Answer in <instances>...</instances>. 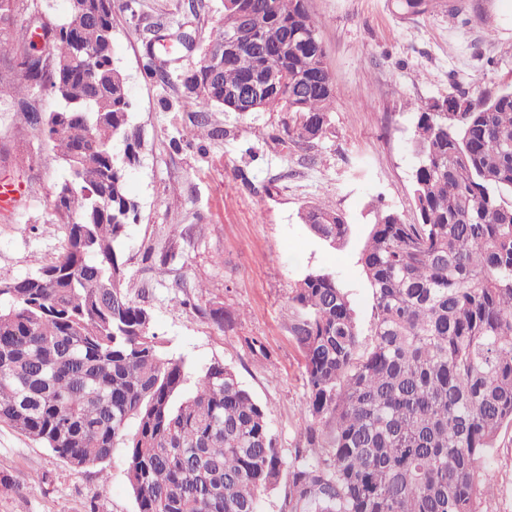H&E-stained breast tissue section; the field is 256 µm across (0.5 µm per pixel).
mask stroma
Returning <instances> with one entry per match:
<instances>
[{
  "label": "stroma",
  "mask_w": 512,
  "mask_h": 512,
  "mask_svg": "<svg viewBox=\"0 0 512 512\" xmlns=\"http://www.w3.org/2000/svg\"><path fill=\"white\" fill-rule=\"evenodd\" d=\"M398 0H306L333 77L326 133L309 145L281 143L282 112L211 109L222 137L196 139V110L184 85L215 34L222 0H119L113 54L127 77L141 162L128 175L139 204L125 257L132 291L145 305L169 356L193 369L231 367L265 408L283 458L300 442L307 387L289 332L292 290L311 270L335 274L371 334L372 291L358 262L378 213L416 217L412 137L417 101L470 99L512 85V0H431L407 16ZM191 36L163 50L157 38ZM67 172L39 131L0 112V181L25 192L0 213V279L38 273L60 251L53 210ZM330 201L350 226L331 248L300 224L299 210ZM174 250L157 275L146 252ZM206 292L199 310L180 304L175 281ZM223 309L222 330L209 309ZM123 449L103 468L75 471L51 450L0 423V512H136ZM495 486L480 512H512V427L485 464Z\"/></svg>",
  "instance_id": "35a3bbf8"
}]
</instances>
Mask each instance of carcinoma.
<instances>
[{"label": "carcinoma", "mask_w": 512, "mask_h": 512, "mask_svg": "<svg viewBox=\"0 0 512 512\" xmlns=\"http://www.w3.org/2000/svg\"><path fill=\"white\" fill-rule=\"evenodd\" d=\"M99 2L108 8L91 23ZM114 7L68 0L41 51L19 25L38 0H0V51H14L4 33L15 28L30 60L0 100L69 172L54 199L61 250L35 275L0 280V422L76 471L125 449L137 512H261L285 467L288 512H479L494 490L483 462L512 426V89L417 104V220L378 214L358 259L374 299L369 346L333 274L309 271L292 289L308 397L286 463L235 371L213 362L191 380L130 296L123 245L138 204L125 183L142 143L113 60ZM243 12L255 48L224 54L220 83L204 61L185 78L195 136H215L209 108L242 111L231 91L276 67L285 83L254 111L288 113L284 136L308 145L334 101L317 26L304 0H223L214 43ZM42 89L49 112L28 102ZM299 219L330 246L350 233L326 202Z\"/></svg>", "instance_id": "1"}]
</instances>
